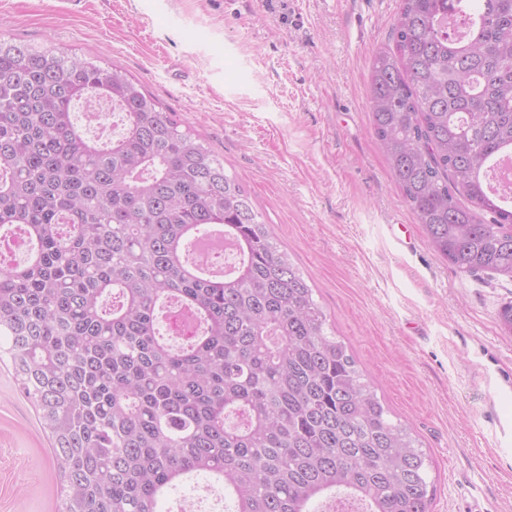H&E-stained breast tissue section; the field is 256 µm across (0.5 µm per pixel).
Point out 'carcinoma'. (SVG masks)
I'll list each match as a JSON object with an SVG mask.
<instances>
[{
  "label": "carcinoma",
  "instance_id": "obj_1",
  "mask_svg": "<svg viewBox=\"0 0 512 512\" xmlns=\"http://www.w3.org/2000/svg\"><path fill=\"white\" fill-rule=\"evenodd\" d=\"M372 59L373 133L433 249L512 280V0H402ZM104 96L125 132L87 138ZM221 225L240 259L207 274L189 245ZM0 359L50 441L58 512H165L192 476L234 512H429L431 461L345 342L249 194L176 113L116 67L0 42ZM175 299L200 330L160 335Z\"/></svg>",
  "mask_w": 512,
  "mask_h": 512
}]
</instances>
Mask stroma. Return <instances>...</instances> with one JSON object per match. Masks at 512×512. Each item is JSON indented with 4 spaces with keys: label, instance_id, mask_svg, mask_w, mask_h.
Segmentation results:
<instances>
[{
    "label": "stroma",
    "instance_id": "stroma-1",
    "mask_svg": "<svg viewBox=\"0 0 512 512\" xmlns=\"http://www.w3.org/2000/svg\"><path fill=\"white\" fill-rule=\"evenodd\" d=\"M400 0H0V40L121 67L236 175L392 413L430 512H512V282L455 270L369 120ZM50 443L0 362V512H56Z\"/></svg>",
    "mask_w": 512,
    "mask_h": 512
}]
</instances>
